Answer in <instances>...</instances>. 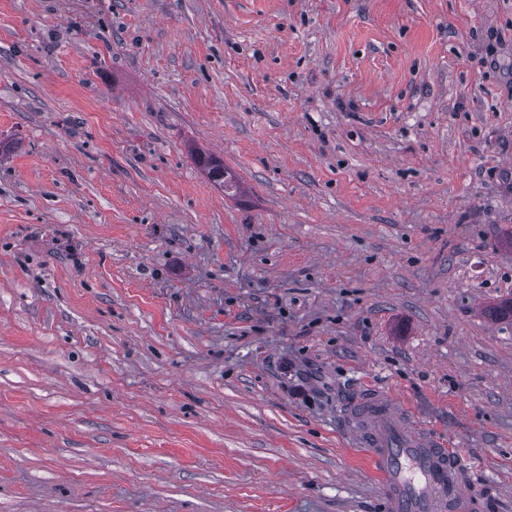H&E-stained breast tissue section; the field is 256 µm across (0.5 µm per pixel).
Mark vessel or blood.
Returning a JSON list of instances; mask_svg holds the SVG:
<instances>
[{
  "instance_id": "obj_1",
  "label": "vessel or blood",
  "mask_w": 512,
  "mask_h": 512,
  "mask_svg": "<svg viewBox=\"0 0 512 512\" xmlns=\"http://www.w3.org/2000/svg\"><path fill=\"white\" fill-rule=\"evenodd\" d=\"M344 422L383 483V512H480L481 500L466 489L470 476L459 449L432 434L391 395L356 396Z\"/></svg>"
}]
</instances>
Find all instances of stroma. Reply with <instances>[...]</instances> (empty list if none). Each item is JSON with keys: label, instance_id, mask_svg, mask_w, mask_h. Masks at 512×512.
Returning <instances> with one entry per match:
<instances>
[{"label": "stroma", "instance_id": "obj_1", "mask_svg": "<svg viewBox=\"0 0 512 512\" xmlns=\"http://www.w3.org/2000/svg\"><path fill=\"white\" fill-rule=\"evenodd\" d=\"M0 143V512H512V0H0ZM196 161L207 170V175L211 180L224 187L225 193H227L230 187L236 186L234 178L229 175L228 171L224 168V164L218 163L209 156H203L202 154L196 155ZM358 448H366L379 475L384 512H476L481 500L466 490L470 476L458 448L434 435L391 395L368 392L344 413Z\"/></svg>", "mask_w": 512, "mask_h": 512}]
</instances>
